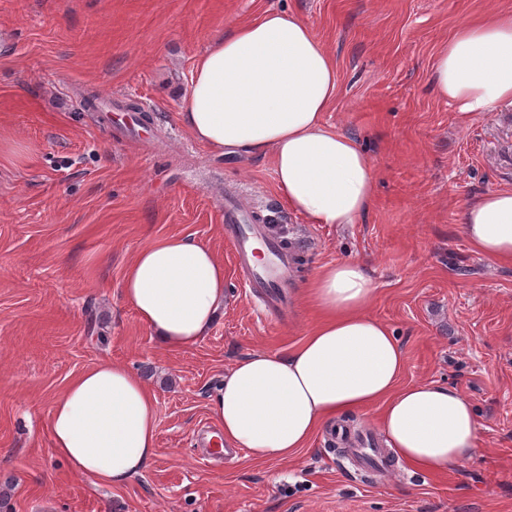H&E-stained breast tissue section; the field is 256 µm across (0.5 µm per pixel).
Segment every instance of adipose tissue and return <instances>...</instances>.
<instances>
[{
	"instance_id": "adipose-tissue-1",
	"label": "adipose tissue",
	"mask_w": 512,
	"mask_h": 512,
	"mask_svg": "<svg viewBox=\"0 0 512 512\" xmlns=\"http://www.w3.org/2000/svg\"><path fill=\"white\" fill-rule=\"evenodd\" d=\"M431 76L436 96L462 120L512 102V12L459 25ZM336 89V62L307 21L267 10L228 27L198 57L180 118L216 155H272L279 193L307 223L354 224L373 202L377 172L355 139L323 122ZM460 225L478 253L512 263V190L467 204ZM375 292L359 261L316 270L299 295L317 314L301 343L249 355L224 373L212 414L229 447L288 461L329 422L373 409L390 451L414 471L440 474L475 456L474 406L435 381L402 384L407 354L369 314ZM122 295L166 349L187 350L224 309V263L206 243L166 236L136 253ZM49 430L55 453L76 472L119 487L156 454L155 395L127 367L103 361L68 383Z\"/></svg>"
}]
</instances>
